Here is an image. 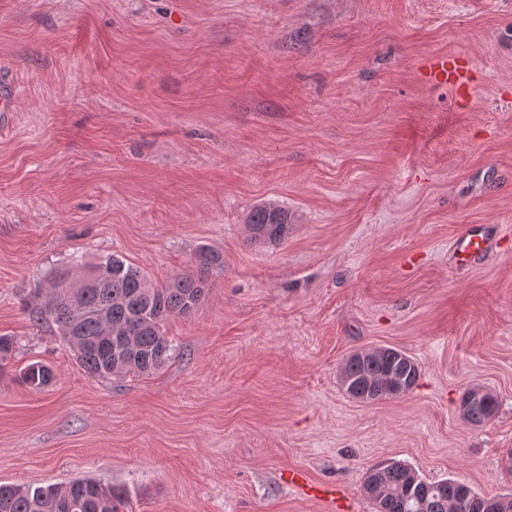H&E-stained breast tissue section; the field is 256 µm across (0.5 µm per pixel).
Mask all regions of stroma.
Listing matches in <instances>:
<instances>
[{
  "mask_svg": "<svg viewBox=\"0 0 512 512\" xmlns=\"http://www.w3.org/2000/svg\"><path fill=\"white\" fill-rule=\"evenodd\" d=\"M465 57L475 96L430 86ZM0 484L124 489L129 512H374L399 462L512 494V0H0ZM285 206L255 244L246 218ZM491 225L492 252L450 246ZM209 272L147 377H89L28 306L46 275L115 254L154 284ZM394 347L396 399L341 388ZM51 366L50 385L18 380ZM496 415L469 425L471 387ZM335 498L289 485L288 470ZM250 239L254 243L279 244L288 238L290 217L288 210L273 203L256 206L247 217ZM394 349H388L383 355L353 354L346 360L341 373L350 382L353 398L374 402L397 398L413 389L420 373L418 363L405 352ZM397 384L405 385L406 389L396 394Z\"/></svg>",
  "mask_w": 512,
  "mask_h": 512,
  "instance_id": "stroma-1",
  "label": "stroma"
}]
</instances>
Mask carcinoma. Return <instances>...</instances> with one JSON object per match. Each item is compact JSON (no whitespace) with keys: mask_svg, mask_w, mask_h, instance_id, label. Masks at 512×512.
I'll return each mask as SVG.
<instances>
[{"mask_svg":"<svg viewBox=\"0 0 512 512\" xmlns=\"http://www.w3.org/2000/svg\"><path fill=\"white\" fill-rule=\"evenodd\" d=\"M250 239L256 243L279 244L288 238V210L273 203L256 206L247 217ZM200 275H180L161 286L152 285L137 267L117 255L97 263H86L80 274L69 270L48 275V283H67L52 292L51 298L32 306L29 317L40 324L53 321L73 348L83 371L99 379H110L112 350L95 345L102 328L97 311L111 312L112 323L123 326L131 318L142 321L135 334V349L125 353L124 374L149 376L162 368L172 345L162 327L168 317L188 315L191 305H199L207 287L204 273L223 268L221 255L200 247L195 256ZM409 355L389 349L383 355H351L344 373L353 389L352 397L363 402L396 398V385L411 391L419 378V366L408 362ZM52 370L41 362L27 365L22 381L33 389L47 386ZM498 407L497 398L485 393L466 405L465 421L472 426L487 423ZM364 481L377 490L372 498L375 512H472V489L452 478L428 481L398 462L367 470ZM127 496L106 489L90 479H78L64 487L30 488L0 484V512H125Z\"/></svg>","mask_w":512,"mask_h":512,"instance_id":"1","label":"carcinoma"}]
</instances>
